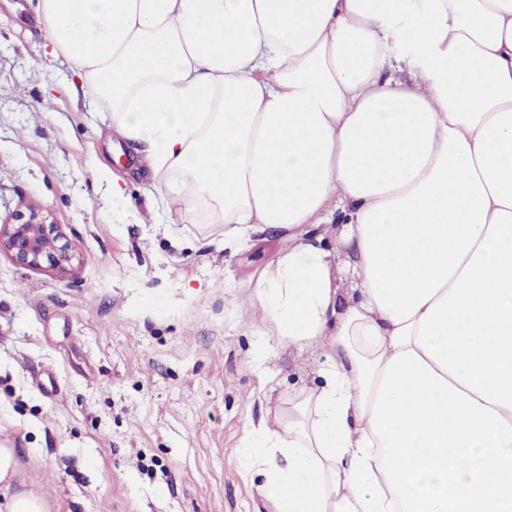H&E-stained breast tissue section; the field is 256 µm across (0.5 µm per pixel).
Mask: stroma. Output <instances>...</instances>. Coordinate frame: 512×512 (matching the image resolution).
<instances>
[{"instance_id": "obj_1", "label": "stroma", "mask_w": 512, "mask_h": 512, "mask_svg": "<svg viewBox=\"0 0 512 512\" xmlns=\"http://www.w3.org/2000/svg\"><path fill=\"white\" fill-rule=\"evenodd\" d=\"M39 0H0V223L47 210L76 250L67 274L0 255V445L8 490L51 512H259L248 431L277 427L288 398L320 386L328 351L273 346L249 290L287 248L255 226L166 210L132 145L111 136L52 53ZM124 180L141 223L106 182Z\"/></svg>"}]
</instances>
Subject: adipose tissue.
Masks as SVG:
<instances>
[{
  "mask_svg": "<svg viewBox=\"0 0 512 512\" xmlns=\"http://www.w3.org/2000/svg\"><path fill=\"white\" fill-rule=\"evenodd\" d=\"M39 7L165 207L288 233L251 294L331 357L247 435L267 512H512V0Z\"/></svg>",
  "mask_w": 512,
  "mask_h": 512,
  "instance_id": "adipose-tissue-1",
  "label": "adipose tissue"
}]
</instances>
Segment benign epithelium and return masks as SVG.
Wrapping results in <instances>:
<instances>
[{
  "mask_svg": "<svg viewBox=\"0 0 512 512\" xmlns=\"http://www.w3.org/2000/svg\"><path fill=\"white\" fill-rule=\"evenodd\" d=\"M22 268H49L65 273L76 256L72 243L60 233L44 210L29 205L0 225V253Z\"/></svg>",
  "mask_w": 512,
  "mask_h": 512,
  "instance_id": "7a95c632",
  "label": "benign epithelium"
}]
</instances>
